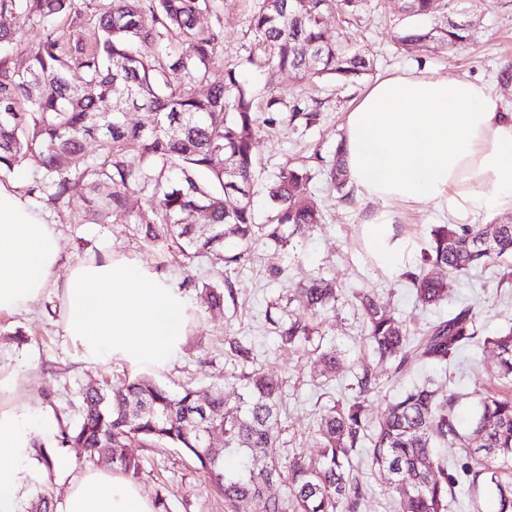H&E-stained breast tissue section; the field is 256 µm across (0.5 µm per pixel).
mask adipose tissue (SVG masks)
I'll return each instance as SVG.
<instances>
[{
	"label": "adipose tissue",
	"instance_id": "1",
	"mask_svg": "<svg viewBox=\"0 0 512 512\" xmlns=\"http://www.w3.org/2000/svg\"><path fill=\"white\" fill-rule=\"evenodd\" d=\"M342 160L367 202L433 204L455 224L512 210V113L491 89L467 78L398 73L372 85L346 116ZM396 214L368 212L364 244L377 265L398 270L409 242ZM58 234L11 182H0V314L28 309L55 288L68 336L92 363L164 368L181 351L194 319L185 292L144 265L115 255L73 265L56 278ZM53 417L14 403L0 407V512H18L34 444ZM62 512H157L122 472L78 467Z\"/></svg>",
	"mask_w": 512,
	"mask_h": 512
}]
</instances>
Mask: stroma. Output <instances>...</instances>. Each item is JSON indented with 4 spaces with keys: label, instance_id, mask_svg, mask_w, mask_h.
I'll return each instance as SVG.
<instances>
[{
    "label": "stroma",
    "instance_id": "35a3bbf8",
    "mask_svg": "<svg viewBox=\"0 0 512 512\" xmlns=\"http://www.w3.org/2000/svg\"><path fill=\"white\" fill-rule=\"evenodd\" d=\"M254 6L255 0H213L210 13L201 18L200 29L221 35V45L210 63L213 75L223 76L225 68L235 66L243 70L257 101H264L270 93L290 105L312 98L321 110L320 122L311 126L291 120L289 112L278 113L276 126L258 136L254 148L259 172L256 218L265 221L269 211L266 184L283 169L305 166L311 179L303 191L321 203L323 223L309 228L304 236L292 237L282 247L255 241L244 262L228 272L214 255L188 262L178 254L148 246L136 237L130 224H85L77 205L59 207L37 199L34 207L47 214L58 232L59 273H66L78 262L116 254L142 263L184 290L195 308L190 335L172 364L153 374L171 392L190 386L204 394L220 385L228 399H235L242 391L238 377L244 366L232 343L237 340L251 346L259 364L277 375L283 385L280 435L271 450L282 467H289L298 456H319L321 447L314 435L317 419L336 400L356 394V377L366 368L378 379L366 403L369 422H376L387 402L403 388L431 377L441 389L459 393L458 417L462 425H469L475 406L486 394L512 395V385L497 378L496 357L473 345L448 368L421 363L395 373L393 364L379 362L364 342L354 295L361 290L374 291L411 328L447 319L469 306L478 314L481 336H494L512 328V276H505L501 265L473 271L458 278L445 301L422 306L409 288L408 275L416 271L429 244L430 229L442 222V215L429 205L413 211L400 202L385 203V210L400 217V230L412 239L415 249L401 270L383 271L366 252L360 236L366 205L357 199L338 200L323 160L333 155L346 114L361 94L375 81L398 71H427L488 84L505 111L512 112V0H460V17L472 28L469 43L453 48L432 43L412 51L395 38L404 22L393 15L391 0H363L353 16L327 12L323 17L326 37L342 38L373 63L370 75L344 87L327 79L307 84L291 73L269 75L263 65V48L250 26ZM273 268L279 269V276H270ZM313 276L335 283L336 310L320 325V344L284 346L271 321L285 314L288 299ZM226 280L233 293L225 297L223 311L207 310L198 295L199 285ZM57 310V292L50 288L31 311L0 316V372L20 378L10 394L12 401L51 410L54 427L59 430L79 420L82 392L88 384L119 385L137 370L118 361L83 362L66 336ZM321 346L339 351L340 366L330 381L320 375L317 349ZM129 453L142 463L136 484L149 496H162L164 512H255L248 500L225 503L200 463L181 449L167 444L137 445ZM353 465L367 490L361 512H392L386 480L373 469L365 452L354 455ZM67 482V477L32 462L20 502L27 506L37 496L49 494L55 503H62Z\"/></svg>",
    "mask_w": 512,
    "mask_h": 512
}]
</instances>
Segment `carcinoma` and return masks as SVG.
Returning a JSON list of instances; mask_svg holds the SVG:
<instances>
[{
    "instance_id": "obj_1",
    "label": "carcinoma",
    "mask_w": 512,
    "mask_h": 512,
    "mask_svg": "<svg viewBox=\"0 0 512 512\" xmlns=\"http://www.w3.org/2000/svg\"><path fill=\"white\" fill-rule=\"evenodd\" d=\"M361 0H257L250 25L266 49L265 66L275 75L289 72L302 80L332 78L344 85L369 71V62L342 41L330 42L322 30L329 9L354 14ZM454 0H398L407 17H432L430 28L413 27L398 36L407 50L439 42L466 43L470 25L442 13ZM212 0H0V177L23 165L34 167L36 189L49 200L82 201L85 220L104 224L130 218L148 244L175 247L191 260L212 253L224 266L240 264L257 238L274 246L288 242L286 231L304 234L323 221L318 201L300 191L309 170H283L267 187L270 215L255 222L252 197L257 163L253 153L261 122L286 103L276 95L265 101L269 117L260 120L253 91L236 68L214 78L209 63L219 34L198 30ZM56 26L42 39L28 30ZM94 21L101 37L94 45L81 32ZM20 49L16 65L7 50ZM151 114L148 128L129 126L117 106L118 91ZM292 117L319 123V110L299 100ZM99 140L103 154L85 153ZM327 175L342 201L351 191L341 158L329 162ZM151 188L135 213L126 189ZM512 257V224H435L419 272L409 274L418 302L434 305L448 297L451 278L485 269ZM199 298L209 310L224 308V287L203 285ZM295 309L273 321L281 343L297 347L319 334L308 315L334 311L336 288L324 278L303 285ZM364 336L382 360L401 372L422 361L446 364L476 343L477 315L468 307L416 333L387 311L370 291L355 294ZM498 358L500 379L512 384V328L482 340ZM243 393L230 403L224 388L208 396L200 410L199 391L176 394L148 376L117 388L88 387L81 419L56 436L66 448H84L93 459L106 452L129 477L140 461L127 454L131 444L168 443L195 457L224 499L250 500L258 512H359L360 478L351 459L358 448L386 477L394 512H448V495L463 481L486 487L495 512H512V395L489 393L480 400L470 431L458 427L459 394L443 392L428 380L388 403L376 425L365 416L375 381L365 368L357 376L358 393L336 401L317 422L322 447L316 460L294 459L288 476L267 449L278 437L282 383L256 366L236 377ZM209 430L223 449L208 452L202 439ZM459 444L467 461L459 475L448 473L434 454L438 444ZM240 457L228 473L224 455ZM288 488L283 495L282 487Z\"/></svg>"
}]
</instances>
